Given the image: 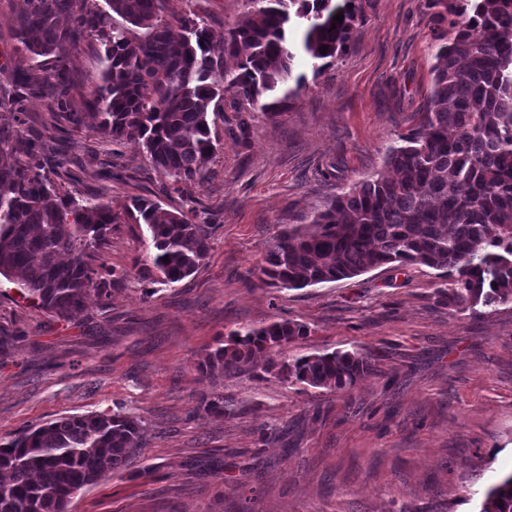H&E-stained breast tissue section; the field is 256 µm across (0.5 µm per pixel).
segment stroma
<instances>
[{"label": "stroma", "instance_id": "stroma-1", "mask_svg": "<svg viewBox=\"0 0 512 512\" xmlns=\"http://www.w3.org/2000/svg\"><path fill=\"white\" fill-rule=\"evenodd\" d=\"M21 0H0V86L23 61L14 37ZM349 49L308 78L268 120L250 111L241 139L232 98L214 117L220 146L202 182L168 191L138 143L120 151L91 126L72 130L31 99L27 122L55 147L69 189L118 214L98 252L127 271L108 301L89 296L68 319L23 301L0 277V326L17 331L0 362V439L90 412H132L146 444L125 468L82 489L67 512H478L512 473V304L475 314L437 299L447 280L422 265L382 266L302 289L262 280L268 242L308 223L337 194L386 173L430 92L437 23L428 0H359ZM145 196L214 225L207 259L171 284L131 268L149 251L125 214ZM276 320L309 334L211 378L197 364L233 331ZM368 352L374 373L346 392L289 384L270 362ZM218 393L233 411L198 409ZM263 470H253L255 460Z\"/></svg>", "mask_w": 512, "mask_h": 512}]
</instances>
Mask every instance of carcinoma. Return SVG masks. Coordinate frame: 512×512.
I'll list each match as a JSON object with an SVG mask.
<instances>
[{
	"label": "carcinoma",
	"instance_id": "1",
	"mask_svg": "<svg viewBox=\"0 0 512 512\" xmlns=\"http://www.w3.org/2000/svg\"><path fill=\"white\" fill-rule=\"evenodd\" d=\"M25 0L15 38L29 54L0 107L24 115L44 93L54 119L74 129L86 113L71 105L72 49L87 37L104 46L96 132L115 145L141 144L169 189L203 180L217 149L210 113L230 94L243 111L283 115L305 74L347 52L357 0H246L245 17L213 39L195 12L163 18V0ZM448 20L431 67V90L419 126L389 148L394 176L367 179L332 199L307 224H290L270 241L260 273L269 285L305 288L357 277L383 265H423L448 277L438 300L450 309L512 303V0H433ZM343 13L342 23L333 17ZM182 30L172 33V24ZM326 52H320L321 47ZM48 144L0 127V275L24 298L68 318L94 293L102 301L127 272L108 281L94 267L117 215L98 199L78 198L46 171ZM128 218L144 224L152 255L134 264L150 284L194 274L210 250L212 224L136 198ZM169 257L164 261L163 257ZM308 328L273 321L209 352L198 371L232 376L302 339ZM17 332L0 327V361ZM374 371L365 353L303 355L277 367L284 382L347 391ZM199 408L224 416V397L203 394ZM144 436L142 421L123 413L61 417L0 443V512H66L71 497L109 470L128 465ZM478 512H512V474L492 487Z\"/></svg>",
	"mask_w": 512,
	"mask_h": 512
}]
</instances>
